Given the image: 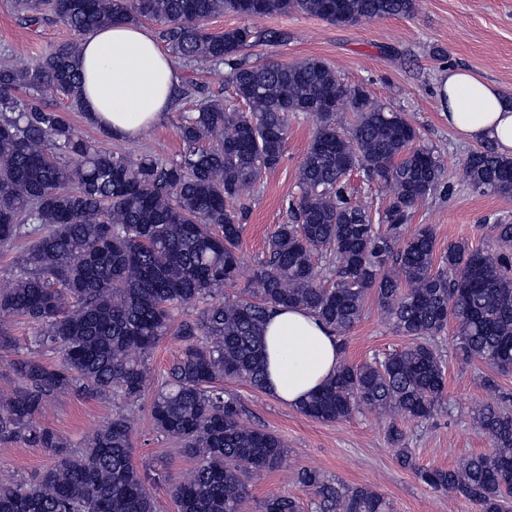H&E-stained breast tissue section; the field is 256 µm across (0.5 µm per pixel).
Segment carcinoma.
Instances as JSON below:
<instances>
[{
  "label": "carcinoma",
  "instance_id": "carcinoma-1",
  "mask_svg": "<svg viewBox=\"0 0 512 512\" xmlns=\"http://www.w3.org/2000/svg\"><path fill=\"white\" fill-rule=\"evenodd\" d=\"M22 22L53 20L76 39L60 43L24 69L0 68V246L32 239L10 287L0 289V316L38 326L37 343L58 363L32 357L10 363L23 381L0 403V440L44 448L54 464L31 483L0 481V512H156L148 477L132 460L130 419L116 415L73 449L39 423L47 399L118 394L137 401L150 385L146 358L174 332L183 350L156 385L151 417L157 430L184 443L194 468L169 485L177 512H241L248 481L281 467L280 437L240 420L241 405L213 388L219 378L263 387L264 328L277 306L302 307L343 338L360 321L369 292L394 329L412 342L381 361L343 362L298 407L325 422L360 409L390 410L424 421L441 407L445 374L432 339L454 325L455 356L499 373L512 371V223L490 225L494 251L448 245L435 260L429 227L403 237L412 209L441 186L445 167L414 148L415 129L398 112L348 88L323 60L255 65L245 51L286 35L249 24L215 33L207 21L231 12L245 18L298 12L336 26L408 17L415 0H15ZM117 21L161 27L174 57L226 65L240 110L224 99L201 101L183 117V151L165 162L93 148L66 114L21 93H56L82 112L77 38ZM354 124L345 135L336 112ZM308 112L314 136L299 169L291 223L271 235L252 272L247 298L231 300L248 210L245 194L280 161L289 114ZM216 144L205 146L215 133ZM75 160L70 166L57 154ZM359 167L391 188L380 230L347 199L343 171ZM470 184L512 195V158L490 145L465 160ZM330 258L334 281L320 273ZM206 301L196 318L172 327L173 311ZM476 426L492 442L454 468L419 476L436 491L463 496L478 512H509L512 499V407L483 405ZM400 464L414 467L405 433H387ZM301 487L318 512H391L368 486L349 487L304 468ZM257 512H299L293 496L273 495Z\"/></svg>",
  "mask_w": 512,
  "mask_h": 512
}]
</instances>
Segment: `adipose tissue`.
I'll return each mask as SVG.
<instances>
[{
    "instance_id": "ef3b65f1",
    "label": "adipose tissue",
    "mask_w": 512,
    "mask_h": 512,
    "mask_svg": "<svg viewBox=\"0 0 512 512\" xmlns=\"http://www.w3.org/2000/svg\"><path fill=\"white\" fill-rule=\"evenodd\" d=\"M83 101L94 124L118 139H134L166 115L178 71L153 34L115 23L82 39ZM448 126L461 139L492 144L512 156V97L467 70L452 68L439 88ZM264 391L297 407L332 377L341 354L334 333L307 310L280 307L265 325Z\"/></svg>"
}]
</instances>
